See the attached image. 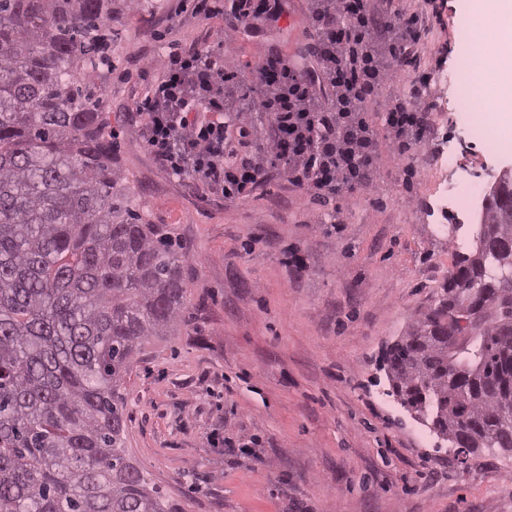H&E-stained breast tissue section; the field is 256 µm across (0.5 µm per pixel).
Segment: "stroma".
<instances>
[{
  "label": "stroma",
  "mask_w": 512,
  "mask_h": 512,
  "mask_svg": "<svg viewBox=\"0 0 512 512\" xmlns=\"http://www.w3.org/2000/svg\"><path fill=\"white\" fill-rule=\"evenodd\" d=\"M176 5L120 7L112 65L99 70L136 201L188 258L179 329L145 343L118 388L125 446L164 490L166 512H512V452L457 456L388 396L380 368L441 294L463 254L457 235L475 237L482 220L477 199L466 212L442 209L440 182L488 191L512 160V148L471 134L472 113L496 104L480 98L460 112L456 84L434 81L457 68L464 0H393L427 20L432 79L417 105L433 123L409 158L380 156L375 187L339 200L337 226L312 221L284 172L229 201L160 167L132 117L146 88L136 73L171 44L212 48L224 32L222 18L178 15ZM306 9L288 0L275 26L236 42L245 79L269 51L304 53ZM442 152L453 169L435 167ZM295 251L306 268L289 265Z\"/></svg>",
  "instance_id": "obj_1"
}]
</instances>
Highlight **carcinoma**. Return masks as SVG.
I'll use <instances>...</instances> for the list:
<instances>
[{
	"mask_svg": "<svg viewBox=\"0 0 512 512\" xmlns=\"http://www.w3.org/2000/svg\"><path fill=\"white\" fill-rule=\"evenodd\" d=\"M117 0H0V512H165L116 390L169 336L186 253L114 163L93 75ZM439 302L387 347L390 393L470 453L512 451V176Z\"/></svg>",
	"mask_w": 512,
	"mask_h": 512,
	"instance_id": "cac0c4a2",
	"label": "carcinoma"
}]
</instances>
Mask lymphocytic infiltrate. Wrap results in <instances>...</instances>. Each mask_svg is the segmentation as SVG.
<instances>
[{
  "label": "lymphocytic infiltrate",
  "mask_w": 512,
  "mask_h": 512,
  "mask_svg": "<svg viewBox=\"0 0 512 512\" xmlns=\"http://www.w3.org/2000/svg\"><path fill=\"white\" fill-rule=\"evenodd\" d=\"M285 0H198L210 19L231 12L219 47L149 60L136 106L145 145L161 167L227 200L252 195L280 168L311 203L353 197L374 184L380 148L409 155L429 131V112L403 100L386 110L378 140L371 105L404 67H419L425 21L371 0H309L316 40L300 61L264 56L251 85L224 52L241 33L276 24Z\"/></svg>",
  "instance_id": "f902f5d3"
}]
</instances>
